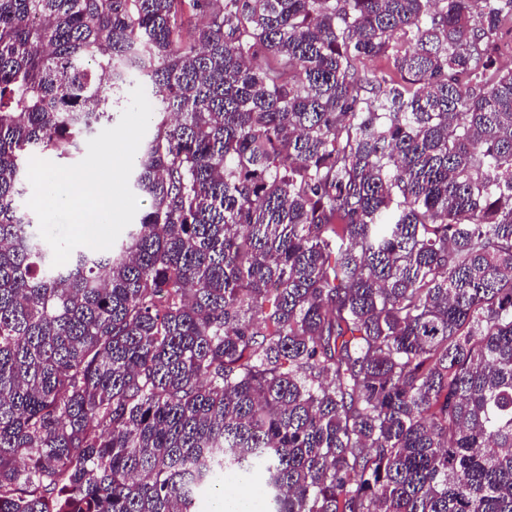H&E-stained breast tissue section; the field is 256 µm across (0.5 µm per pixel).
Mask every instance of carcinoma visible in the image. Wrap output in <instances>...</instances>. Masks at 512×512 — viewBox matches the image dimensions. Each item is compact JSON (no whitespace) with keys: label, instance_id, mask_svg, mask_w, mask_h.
Here are the masks:
<instances>
[{"label":"carcinoma","instance_id":"cac0c4a2","mask_svg":"<svg viewBox=\"0 0 512 512\" xmlns=\"http://www.w3.org/2000/svg\"><path fill=\"white\" fill-rule=\"evenodd\" d=\"M512 0H0V512H512ZM382 57L389 67L361 68ZM151 200L52 266L30 155L129 75Z\"/></svg>","mask_w":512,"mask_h":512}]
</instances>
